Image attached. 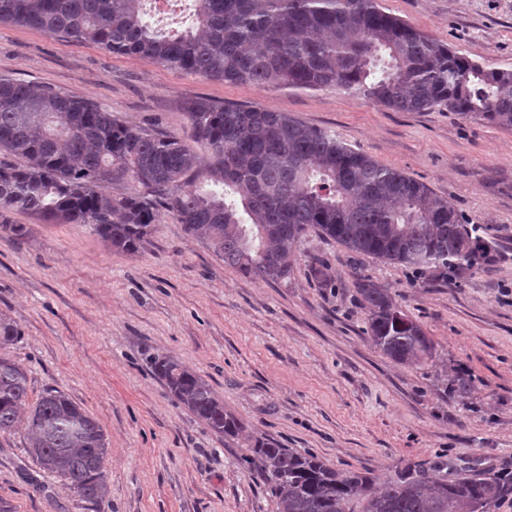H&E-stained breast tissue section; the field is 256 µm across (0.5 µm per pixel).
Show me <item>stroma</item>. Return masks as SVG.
<instances>
[{
    "label": "stroma",
    "instance_id": "stroma-1",
    "mask_svg": "<svg viewBox=\"0 0 512 512\" xmlns=\"http://www.w3.org/2000/svg\"><path fill=\"white\" fill-rule=\"evenodd\" d=\"M379 4L458 55L512 69V0ZM0 74L90 100L204 159L193 104L290 114L423 182L497 246L491 262L429 286L311 231L291 278L272 283L225 266L164 210L135 253L86 224L13 213L27 233L0 237V314L20 331L6 354L28 372L29 403L52 388L100 423L109 492L79 499L39 468L20 430L0 435V501L11 512H278L245 467L258 438L381 483L447 460L512 471V130L444 108L395 112L336 88L208 80L13 25H0ZM319 265L329 283L315 278ZM360 275L422 326L432 359L403 365L375 347ZM158 356L203 378L242 433L217 436L179 404L150 368ZM461 376L472 381L465 397Z\"/></svg>",
    "mask_w": 512,
    "mask_h": 512
}]
</instances>
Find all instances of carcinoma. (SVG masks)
<instances>
[{
	"instance_id": "1",
	"label": "carcinoma",
	"mask_w": 512,
	"mask_h": 512,
	"mask_svg": "<svg viewBox=\"0 0 512 512\" xmlns=\"http://www.w3.org/2000/svg\"><path fill=\"white\" fill-rule=\"evenodd\" d=\"M145 0H0V24L117 55L150 59L186 75L259 89L354 90L396 112L444 107L512 129V70L457 55L377 0H196L198 25L164 34L145 18ZM188 117L210 152L124 124L112 113L47 85L0 76V231L21 239L15 211L50 224H87L113 248L138 251L158 211L137 194L114 196V179L164 192L163 205L224 265L265 282L288 280L301 237L314 229L349 253L405 264L446 279L478 268L492 245L448 199L378 163L336 134L261 107L195 104ZM368 333L383 354L415 363L433 342L388 289L356 282ZM20 337L0 316V350ZM155 375L213 433L237 437L242 423L209 384L180 363L155 357ZM24 429L39 466L81 500L107 489L100 424L65 394L28 402V376L0 354V434ZM250 471L278 512H483L508 479L453 476L461 467L400 471L381 491L366 471L337 470L312 454L254 442Z\"/></svg>"
}]
</instances>
